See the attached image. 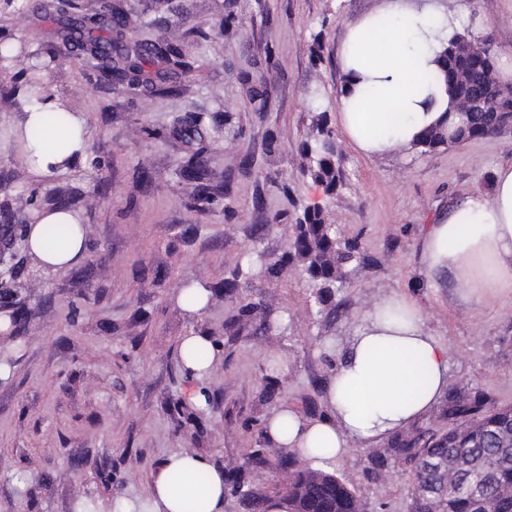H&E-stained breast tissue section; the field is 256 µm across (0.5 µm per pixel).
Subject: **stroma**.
Returning <instances> with one entry per match:
<instances>
[{
  "instance_id": "stroma-1",
  "label": "stroma",
  "mask_w": 512,
  "mask_h": 512,
  "mask_svg": "<svg viewBox=\"0 0 512 512\" xmlns=\"http://www.w3.org/2000/svg\"><path fill=\"white\" fill-rule=\"evenodd\" d=\"M459 28L487 43L496 60L512 55V0H440ZM25 47L55 91L86 112L92 137L84 158L49 181L34 179L9 132L23 120L0 98V223L30 224L34 207L18 190L63 188L88 229L84 259L40 269L27 252L12 260L15 280L0 315L14 316V338L0 334V512H75L79 496L98 502L144 492L173 453L189 450L229 468L264 447L266 421L281 404L312 416L334 366L322 342L344 340L373 299L399 293L421 309L429 334L449 350L448 388L512 405V304L461 299L450 276L429 274L421 233L451 201L490 196L496 168L512 164V125L432 154L375 159L339 150L345 180L327 195L305 171L301 143L316 113L335 119L343 84L338 45L346 22L378 0H171L150 17L185 35L194 68L176 96L88 84L78 54L49 58L66 29L45 0H30ZM320 55H313L315 42ZM199 122L209 149L206 193L185 166L196 143L179 132ZM327 207L365 264H349L335 313L318 314L305 276L248 278L235 299L224 278L249 248L281 256L305 207ZM210 292L190 314L179 288ZM264 309L277 331L240 319V303ZM221 343L206 405H190L178 364L182 337ZM280 356L276 397L262 369ZM329 468L369 512H409L407 465L388 459L371 472L355 447Z\"/></svg>"
}]
</instances>
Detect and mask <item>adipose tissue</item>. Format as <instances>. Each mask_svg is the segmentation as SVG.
<instances>
[{
  "label": "adipose tissue",
  "mask_w": 512,
  "mask_h": 512,
  "mask_svg": "<svg viewBox=\"0 0 512 512\" xmlns=\"http://www.w3.org/2000/svg\"><path fill=\"white\" fill-rule=\"evenodd\" d=\"M455 13L436 0H381L346 26L339 48L345 82L336 122L359 155L375 158L413 149L426 130L447 128L454 110L444 82L422 77L440 72L442 54L457 33ZM59 104L53 88L22 103L25 126L40 136L19 139L30 173L48 180L69 171L66 159L85 154L91 130L85 113H68L65 124L43 125ZM29 252L46 270L73 266L86 254L81 215L54 208L37 213L26 232ZM422 262L433 274L451 273L463 296L478 302L512 300V165L494 173L490 198L471 195L430 225ZM448 389V350L424 329L422 314L405 296L375 303L341 352L325 399L327 417L311 420L279 406L266 422L274 443L296 450L312 467L368 447L428 413ZM206 473L207 484L186 495L172 472ZM224 471L209 457L175 453L151 476L152 512H224Z\"/></svg>",
  "instance_id": "adipose-tissue-1"
}]
</instances>
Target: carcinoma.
Wrapping results in <instances>:
<instances>
[{
	"label": "carcinoma",
	"instance_id": "carcinoma-1",
	"mask_svg": "<svg viewBox=\"0 0 512 512\" xmlns=\"http://www.w3.org/2000/svg\"><path fill=\"white\" fill-rule=\"evenodd\" d=\"M44 10L50 16L68 21L71 42L84 56L95 61L93 70L102 81H117L132 90H148L154 94L179 91L178 77L191 71L181 39L162 32L151 42H142L127 34L130 13L123 0H48ZM441 68L454 101L458 102L478 91L489 96L490 106L499 114L463 113L455 109L453 131L447 135L439 129L425 133L418 150L430 153L439 147L479 139L505 126L512 114V92L501 87L495 76L494 56L485 43L465 34H456L443 54ZM13 74L5 96L17 100L37 93L39 83L30 78L29 57L18 52L9 58ZM335 139L327 114L314 116L303 142V155L308 160L306 171L312 180L334 194L342 186L341 155L326 149ZM207 148L201 146L187 164L192 178L208 175ZM364 262L358 243L343 236L330 212L320 206L303 209L294 224L288 250L279 258L253 251L243 263L224 279V287L240 288L252 269L269 279H278L292 265L300 268L316 289L318 303L327 306L334 289L343 285L346 266ZM446 415L452 426L446 432L417 430L396 436L385 453L373 452L369 457L377 467L385 466L386 455L396 456L411 467L414 494L411 512H512V447L508 434L512 431V406H489L479 394L472 396L448 393ZM275 454L280 466L288 470V485L275 486L268 495L256 496L245 490L248 465L265 464ZM432 457L448 459V467L462 458L475 463L474 475L482 479L480 496L448 482V490H435L439 479L427 462ZM171 481L186 488L203 486L207 474L185 476L176 473ZM225 493L247 501L252 512H266L269 501H276L281 512H367L366 504L355 495L346 480L334 472L315 470L293 451L282 448H255L241 466L226 474Z\"/></svg>",
	"mask_w": 512,
	"mask_h": 512
}]
</instances>
